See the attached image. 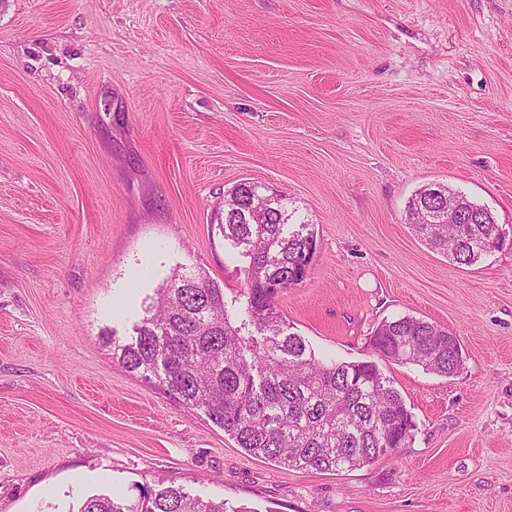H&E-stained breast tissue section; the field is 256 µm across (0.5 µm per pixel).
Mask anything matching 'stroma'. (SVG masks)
<instances>
[{
	"mask_svg": "<svg viewBox=\"0 0 512 512\" xmlns=\"http://www.w3.org/2000/svg\"><path fill=\"white\" fill-rule=\"evenodd\" d=\"M316 251L277 304L317 356L377 361L408 447L324 473L254 457L113 361L143 303L224 241L244 181ZM488 207L464 266L406 222L421 186ZM448 329L445 377L377 360L376 325ZM249 512H512V0H5L0 5V512H79L161 482Z\"/></svg>",
	"mask_w": 512,
	"mask_h": 512,
	"instance_id": "35a3bbf8",
	"label": "stroma"
}]
</instances>
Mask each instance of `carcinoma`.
I'll return each mask as SVG.
<instances>
[{"instance_id": "1", "label": "carcinoma", "mask_w": 512, "mask_h": 512, "mask_svg": "<svg viewBox=\"0 0 512 512\" xmlns=\"http://www.w3.org/2000/svg\"><path fill=\"white\" fill-rule=\"evenodd\" d=\"M257 184L225 195L224 239L247 260V291L229 308L224 290L197 268L174 272L144 305L135 339L106 337L112 358L155 381L179 403L204 410L239 447L287 468L343 472L363 468L412 441L416 424L400 393L368 361L321 360L289 332L276 300L305 278L301 258L316 238L298 208L282 199L278 211L249 218L246 197ZM463 224H414L430 248L460 265H473L498 247L491 211L446 185L419 188L407 216L448 206ZM389 362L452 375L462 348L448 347V330L415 316L385 320L369 337ZM79 512H226L224 500L203 499L169 485L134 500L91 496Z\"/></svg>"}]
</instances>
